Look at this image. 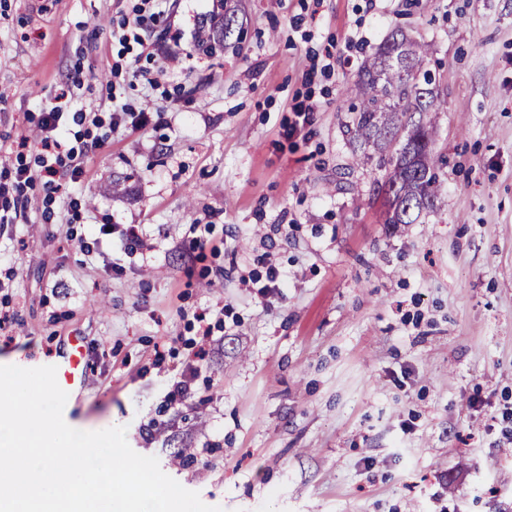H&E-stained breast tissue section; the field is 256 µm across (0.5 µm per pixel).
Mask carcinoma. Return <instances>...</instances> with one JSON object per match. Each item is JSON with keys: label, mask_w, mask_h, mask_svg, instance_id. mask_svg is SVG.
Wrapping results in <instances>:
<instances>
[{"label": "carcinoma", "mask_w": 512, "mask_h": 512, "mask_svg": "<svg viewBox=\"0 0 512 512\" xmlns=\"http://www.w3.org/2000/svg\"><path fill=\"white\" fill-rule=\"evenodd\" d=\"M217 0V10L200 21L196 43L213 56L237 48L243 39L233 10ZM431 45L397 34L364 61L353 89L347 125L360 159L385 172L383 191L388 224H413L435 207L441 191L440 157L435 151L439 81L428 67Z\"/></svg>", "instance_id": "carcinoma-1"}]
</instances>
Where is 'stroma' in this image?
Instances as JSON below:
<instances>
[{
  "label": "stroma",
  "mask_w": 512,
  "mask_h": 512,
  "mask_svg": "<svg viewBox=\"0 0 512 512\" xmlns=\"http://www.w3.org/2000/svg\"><path fill=\"white\" fill-rule=\"evenodd\" d=\"M139 3L0 0V209L25 204L0 229V365L80 338L70 421L124 424L223 512H512V0H239L247 41L218 57L195 47L214 0L137 26ZM397 29L432 48L445 165L435 210L394 226L345 92ZM56 103L91 149L49 195L14 175L39 174ZM122 107L162 119L113 126ZM120 224H103L99 227V234L109 236L117 234L119 246L126 254H133L135 251L142 250L145 242L140 234L138 225H122L127 227L120 228Z\"/></svg>",
  "instance_id": "obj_1"
}]
</instances>
